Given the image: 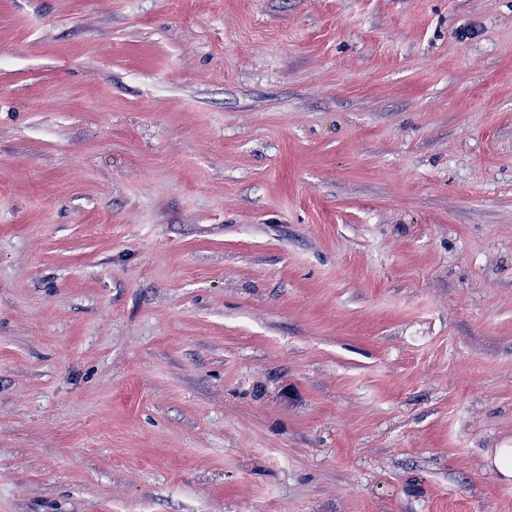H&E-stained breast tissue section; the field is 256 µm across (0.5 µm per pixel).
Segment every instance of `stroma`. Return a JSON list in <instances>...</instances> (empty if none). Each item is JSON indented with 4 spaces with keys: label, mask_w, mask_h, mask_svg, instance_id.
Instances as JSON below:
<instances>
[{
    "label": "stroma",
    "mask_w": 512,
    "mask_h": 512,
    "mask_svg": "<svg viewBox=\"0 0 512 512\" xmlns=\"http://www.w3.org/2000/svg\"><path fill=\"white\" fill-rule=\"evenodd\" d=\"M512 0H0V512H512ZM490 466L501 475L506 482H512V447L503 445L502 448L494 449L493 455L489 457Z\"/></svg>",
    "instance_id": "35a3bbf8"
}]
</instances>
